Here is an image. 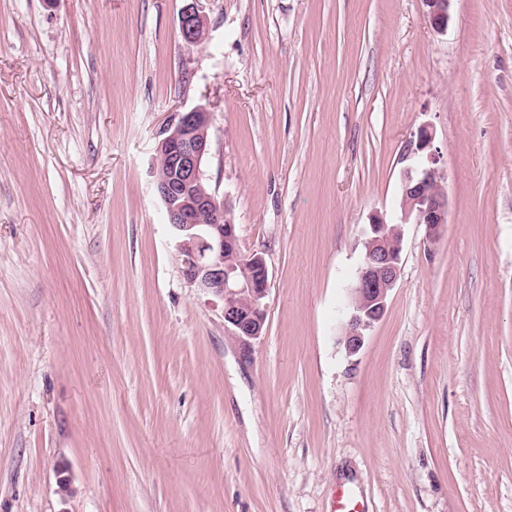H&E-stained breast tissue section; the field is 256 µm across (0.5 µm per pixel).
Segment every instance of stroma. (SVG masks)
<instances>
[{"label":"stroma","mask_w":512,"mask_h":512,"mask_svg":"<svg viewBox=\"0 0 512 512\" xmlns=\"http://www.w3.org/2000/svg\"><path fill=\"white\" fill-rule=\"evenodd\" d=\"M0 0V512H512V0ZM205 179L269 268L260 339L186 283L154 181ZM429 126L450 200L339 342ZM69 482L60 491V479ZM201 0H184L178 18L182 39L191 44H200L208 37L207 17L201 10ZM454 1L456 0H421L429 23L435 32L439 34L446 32Z\"/></svg>","instance_id":"obj_1"}]
</instances>
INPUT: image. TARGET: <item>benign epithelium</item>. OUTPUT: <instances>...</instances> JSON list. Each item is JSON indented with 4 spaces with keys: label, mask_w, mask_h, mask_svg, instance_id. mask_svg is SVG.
Wrapping results in <instances>:
<instances>
[{
    "label": "benign epithelium",
    "mask_w": 512,
    "mask_h": 512,
    "mask_svg": "<svg viewBox=\"0 0 512 512\" xmlns=\"http://www.w3.org/2000/svg\"><path fill=\"white\" fill-rule=\"evenodd\" d=\"M178 18L182 39L200 44L208 37L207 17L200 0H184ZM433 30L446 32L454 0H421ZM212 114L199 105L175 112L158 140L155 190L161 199L186 282L223 304L224 325L248 345L263 335L264 299L269 270L265 259L243 251L235 224L226 217L224 203L208 189L202 166L212 150ZM400 222L389 224L374 215L364 242L365 256L352 288L340 343L356 354L368 331L385 315L387 299L400 275L398 250L402 225L422 224L430 240L448 223L449 200L441 156L430 127L418 128L406 142Z\"/></svg>",
    "instance_id": "benign-epithelium-1"
}]
</instances>
